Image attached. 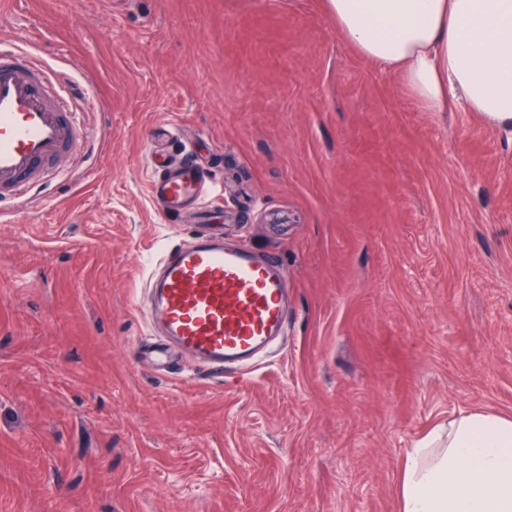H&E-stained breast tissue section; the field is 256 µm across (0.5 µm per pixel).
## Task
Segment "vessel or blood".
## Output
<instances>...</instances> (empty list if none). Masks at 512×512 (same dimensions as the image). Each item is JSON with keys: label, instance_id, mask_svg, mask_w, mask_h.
Masks as SVG:
<instances>
[{"label": "vessel or blood", "instance_id": "b4317fda", "mask_svg": "<svg viewBox=\"0 0 512 512\" xmlns=\"http://www.w3.org/2000/svg\"><path fill=\"white\" fill-rule=\"evenodd\" d=\"M55 79L33 55L0 51V214L57 177L55 160L77 144L79 116ZM164 212L195 211L198 223L215 220L217 188L186 146L178 167L150 186ZM286 275L275 256L256 257L245 245L228 247L219 233L162 249L147 288L152 317L164 340L146 361L163 367L173 356L211 371L238 368L288 323Z\"/></svg>", "mask_w": 512, "mask_h": 512}]
</instances>
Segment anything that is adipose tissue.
<instances>
[{
  "mask_svg": "<svg viewBox=\"0 0 512 512\" xmlns=\"http://www.w3.org/2000/svg\"><path fill=\"white\" fill-rule=\"evenodd\" d=\"M364 57L428 111L512 124V0H326ZM400 512H512V417L471 411L406 452Z\"/></svg>",
  "mask_w": 512,
  "mask_h": 512,
  "instance_id": "obj_1",
  "label": "adipose tissue"
}]
</instances>
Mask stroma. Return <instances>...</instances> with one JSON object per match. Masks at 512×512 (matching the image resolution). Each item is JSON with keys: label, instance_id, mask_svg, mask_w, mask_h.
Instances as JSON below:
<instances>
[{"label": "stroma", "instance_id": "stroma-1", "mask_svg": "<svg viewBox=\"0 0 512 512\" xmlns=\"http://www.w3.org/2000/svg\"><path fill=\"white\" fill-rule=\"evenodd\" d=\"M1 44L85 144L0 219V512H400L414 441L512 415V126L424 110L324 0H0ZM189 143L288 278L246 375L136 360L148 262L197 230L150 161Z\"/></svg>", "mask_w": 512, "mask_h": 512}]
</instances>
